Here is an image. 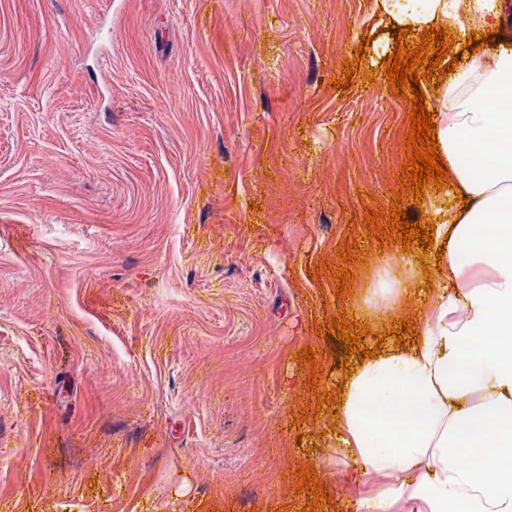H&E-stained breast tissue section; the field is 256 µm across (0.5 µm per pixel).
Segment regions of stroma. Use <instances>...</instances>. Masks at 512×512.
<instances>
[{
    "label": "stroma",
    "mask_w": 512,
    "mask_h": 512,
    "mask_svg": "<svg viewBox=\"0 0 512 512\" xmlns=\"http://www.w3.org/2000/svg\"><path fill=\"white\" fill-rule=\"evenodd\" d=\"M394 47L374 0H0V512H303L307 466L316 512L373 493L321 327L396 249L365 228Z\"/></svg>",
    "instance_id": "obj_1"
}]
</instances>
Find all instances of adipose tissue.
Wrapping results in <instances>:
<instances>
[{
  "mask_svg": "<svg viewBox=\"0 0 512 512\" xmlns=\"http://www.w3.org/2000/svg\"><path fill=\"white\" fill-rule=\"evenodd\" d=\"M390 24L460 37L492 33L462 51L436 89V145L454 200L436 210L440 255L379 258L355 308L386 334L402 311L419 313L406 346L386 342L354 362L337 395L336 442L356 463L351 480H381L356 512H512V19L507 0H375ZM444 286L425 290L426 267Z\"/></svg>",
  "mask_w": 512,
  "mask_h": 512,
  "instance_id": "obj_1",
  "label": "adipose tissue"
}]
</instances>
